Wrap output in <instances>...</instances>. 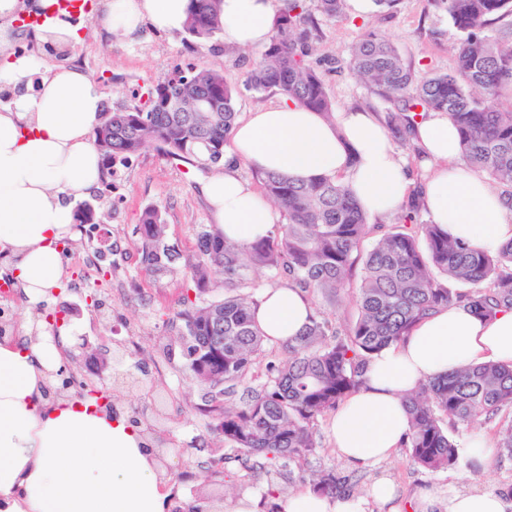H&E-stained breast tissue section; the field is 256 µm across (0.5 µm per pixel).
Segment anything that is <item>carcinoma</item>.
Returning <instances> with one entry per match:
<instances>
[{"mask_svg": "<svg viewBox=\"0 0 512 512\" xmlns=\"http://www.w3.org/2000/svg\"><path fill=\"white\" fill-rule=\"evenodd\" d=\"M433 2L461 33L454 73L419 75L374 31L339 64L388 105V125L401 144L410 141L423 113H447L459 133L462 160L485 172L512 204V110L499 105L502 88L512 87V42L487 34L512 17V0ZM218 3L189 0L184 30L190 37L208 40L222 30ZM316 10L326 20L338 18L344 0H316ZM318 32L305 0H287L247 85L331 116L333 103L309 61ZM236 116L234 90L221 71L175 70L148 90L142 106L112 112L96 127L101 169L110 176L117 162L149 147L201 168L216 166ZM257 178L284 216L276 236L241 247L218 228L202 227L193 250L183 254L167 241L160 209L150 206L138 224V255L152 277L182 262L186 286L176 318L184 371L200 388L196 409L235 452V461L271 477L316 453L319 418L363 386L373 356L402 341L430 312L453 304L485 315L512 308V241L491 254L428 223L387 232L367 248L368 215L341 177L298 182L259 171ZM75 219L98 223L95 203H79ZM358 263V317L340 333L329 311ZM254 270L286 276L289 286L308 295L315 316L298 335L274 343L261 331L253 317L257 299L245 292ZM405 404L410 462L431 473L452 467L459 454L448 428L463 430L512 410V366L470 365L431 378ZM498 448L512 457V418L500 425ZM312 482L313 490L336 497L348 491L351 479L330 470Z\"/></svg>", "mask_w": 512, "mask_h": 512, "instance_id": "obj_1", "label": "carcinoma"}]
</instances>
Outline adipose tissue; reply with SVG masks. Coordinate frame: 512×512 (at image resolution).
<instances>
[{"label":"adipose tissue","mask_w":512,"mask_h":512,"mask_svg":"<svg viewBox=\"0 0 512 512\" xmlns=\"http://www.w3.org/2000/svg\"><path fill=\"white\" fill-rule=\"evenodd\" d=\"M188 0H106L93 18L128 39L144 25L183 29ZM221 38L228 47L267 44L274 0H220ZM103 111L97 84L76 67L43 77L0 111V253L12 259L33 302L58 286L57 245L72 236L70 198L98 181L92 132ZM415 142L428 174L422 200L433 223L488 252L512 240V208L461 159L458 132L447 113L419 122ZM234 152L203 185L217 227L248 245L268 235L279 211L240 178L237 162L308 180L342 176L368 215L386 218L405 202L410 179L387 129L360 108L333 119L289 100L249 113L233 130ZM303 292L265 289L254 317L271 339L284 341L308 324ZM512 364V309L485 317L464 306L421 319L403 342L370 363L364 385L334 415L329 440L347 461L370 465L402 446L409 431L403 401L420 382L467 364ZM62 364L57 339L38 328L24 342L0 340V512H166L179 486L146 445L141 428L94 400L45 398ZM512 512V500L492 492L425 493L418 512Z\"/></svg>","instance_id":"obj_1"}]
</instances>
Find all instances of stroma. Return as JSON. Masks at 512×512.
I'll use <instances>...</instances> for the list:
<instances>
[{
    "instance_id": "obj_1",
    "label": "stroma",
    "mask_w": 512,
    "mask_h": 512,
    "mask_svg": "<svg viewBox=\"0 0 512 512\" xmlns=\"http://www.w3.org/2000/svg\"><path fill=\"white\" fill-rule=\"evenodd\" d=\"M371 29L389 39L404 62L419 73H450L455 69L450 47L460 34L433 0H397L390 18H358L346 11L339 18L321 22L313 54L321 62L320 71L335 109L357 105L379 118L387 116L386 105L348 70L337 71L327 64L328 59L348 57L351 47ZM78 31L81 40L72 50L84 56L83 70L100 87L106 110L143 104L148 89L158 79L174 68L200 62L221 70L225 81L236 88L238 119L281 100L276 91L259 93L246 85L247 73L259 59L261 48H228L216 36L196 53L185 32L166 34L147 26L133 40L93 22L79 24ZM208 176L206 169L164 158L153 149L118 164L113 190H106L101 183L92 190L98 199L100 223L69 238L61 251V286L52 289L41 307L47 311L64 305L72 308L73 314L63 327L69 336L64 354L71 357V365L80 375L94 378L97 387L112 385L111 377L100 376L96 369L95 358L101 354L122 359L131 371H146L144 384L122 390L117 401L119 412L127 415L136 408L159 411L162 420L157 428L170 438L166 456L170 475L175 477L187 470L193 473L192 479L182 483L184 498L202 492L223 499L229 508L242 495H259L266 478L241 469L235 462L225 464L223 477L204 478L216 444L208 431L207 417L196 409L200 402L198 389L185 375L180 353L166 357L158 349L159 343L177 341L180 326L173 318L180 309L182 268L176 265L163 275L146 278L136 250L140 215L151 205L162 211L169 242L185 252L193 248L196 230L211 222L210 206L200 190ZM87 250L98 253L100 267L107 272L101 288L110 308L104 315L86 302L84 293L73 289L83 279L79 257ZM330 468L351 476L350 494L359 498L362 512H383L367 496L370 486L383 476L398 489L400 512H410L421 493L444 492L451 487L512 498V458L507 456H494L483 471L461 464L432 474L412 466L402 447L389 460L362 467L347 463L327 443L302 466L278 476V497H262L260 512H280L279 498L311 490L308 476Z\"/></svg>"
}]
</instances>
